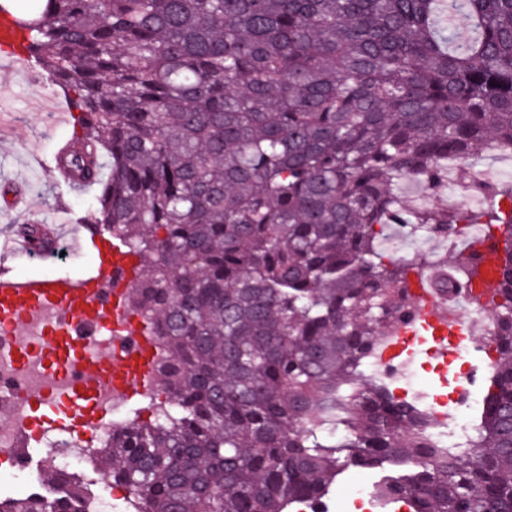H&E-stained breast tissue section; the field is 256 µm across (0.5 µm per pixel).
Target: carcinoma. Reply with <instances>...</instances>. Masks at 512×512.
I'll list each match as a JSON object with an SVG mask.
<instances>
[{"instance_id": "carcinoma-1", "label": "carcinoma", "mask_w": 512, "mask_h": 512, "mask_svg": "<svg viewBox=\"0 0 512 512\" xmlns=\"http://www.w3.org/2000/svg\"><path fill=\"white\" fill-rule=\"evenodd\" d=\"M76 127L56 178L94 190L81 223L124 245L127 311L158 346L145 405L92 456L133 512H291L344 469L409 512H512V179L481 210L406 207L448 162L512 152V0H6ZM462 17L466 26L451 23ZM484 224L500 250L486 411L438 448L416 397L365 374L412 304L454 294L483 249L412 265L389 225ZM17 232L34 248L42 224ZM65 496L0 512H76Z\"/></svg>"}]
</instances>
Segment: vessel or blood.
Instances as JSON below:
<instances>
[{"label":"vessel or blood","instance_id":"b4317fda","mask_svg":"<svg viewBox=\"0 0 512 512\" xmlns=\"http://www.w3.org/2000/svg\"><path fill=\"white\" fill-rule=\"evenodd\" d=\"M90 245L96 250L99 263L96 275L87 280L18 279L0 273L1 322L21 323L47 302L57 304L68 318L67 324L49 326L32 348L19 349L1 340L0 352L10 355L19 365L24 364L28 356L38 357L48 373L64 376L68 391L63 398L38 394L34 400L38 407L60 408L63 417L78 419L87 425L98 421L93 403L102 378H109L119 396L133 389L147 390L153 383L151 340L145 326L127 324L121 297L130 280V266L114 257L108 237L96 236ZM414 319L420 326L434 327L447 336V343L436 349L441 356L468 331L451 297L432 288L425 292L424 303L415 310ZM107 324L121 333L118 349L97 357L88 356L85 336Z\"/></svg>","mask_w":512,"mask_h":512}]
</instances>
